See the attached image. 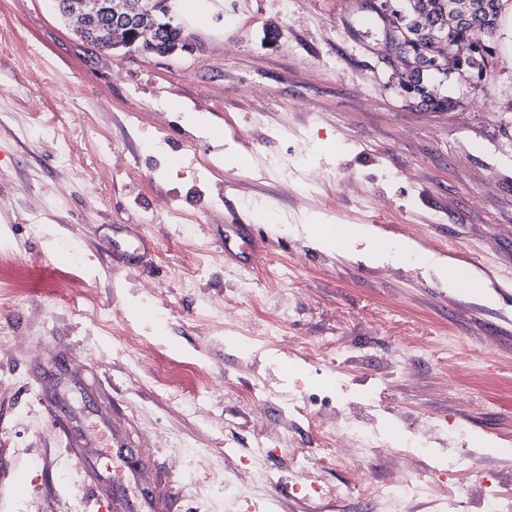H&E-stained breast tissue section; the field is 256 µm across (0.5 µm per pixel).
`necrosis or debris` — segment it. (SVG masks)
<instances>
[{"mask_svg":"<svg viewBox=\"0 0 512 512\" xmlns=\"http://www.w3.org/2000/svg\"><path fill=\"white\" fill-rule=\"evenodd\" d=\"M260 171L266 175L292 174L299 177L305 190L319 182V169L308 159L306 141H298L289 156L261 154L257 157ZM72 311L91 317L109 335L129 346L140 345L119 311L102 308L90 290L74 288L72 283L61 285ZM261 315L264 330L259 337L242 336L238 342L251 349L255 341L279 348L284 342L283 321L279 313L270 311L264 297L249 296L247 303L227 306L225 319L229 322L250 320ZM312 401H341L340 387L335 383L321 385L311 393ZM332 423L316 415H308L309 425L317 429L315 447H297L290 456L296 470L313 490H320L321 472L346 464L352 474L349 488L336 487L330 494L336 499L356 497L374 506L376 512H415L419 500L426 499L439 507L463 503L472 504L480 512H512V483L492 485L481 478L475 461L468 457H453L448 461L447 474H440L428 464L430 445L434 440L435 424L414 420L407 434L390 435L373 417L374 399L358 398L341 401ZM388 456L391 464L401 470V477L387 481L369 478L367 470L372 458Z\"/></svg>","mask_w":512,"mask_h":512,"instance_id":"necrosis-or-debris-1","label":"necrosis or debris"}]
</instances>
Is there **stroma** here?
Listing matches in <instances>:
<instances>
[{
	"label": "stroma",
	"instance_id": "stroma-1",
	"mask_svg": "<svg viewBox=\"0 0 512 512\" xmlns=\"http://www.w3.org/2000/svg\"><path fill=\"white\" fill-rule=\"evenodd\" d=\"M201 4L168 0L194 50L160 58L83 43L50 0H0L11 39L0 51V247L15 254L0 268L13 296L0 303V327L21 338L0 352V512H99L114 496H136L108 449L72 452L79 429L110 418L127 447L169 474L167 512H367L353 498L306 494L288 458L289 444L317 438L302 415L275 404L256 414L238 397L258 377L303 391L331 377L300 354L321 338L363 353L350 371L373 385L399 337L466 343L481 356L477 374L452 381L446 360L412 353L405 373L381 381L382 402L407 422L465 426L453 445L437 430L432 467L473 451L481 472L511 481L512 0L480 83L438 85L457 100L444 112L404 101L368 0ZM59 112L63 131L51 122ZM286 132L315 149L323 176L313 192L254 171L251 152L285 151ZM116 153L133 174L113 177ZM369 196L387 209H362ZM163 197L177 216L142 223ZM271 206L294 217L290 236L270 224ZM323 222L368 224L389 241L402 223L420 225L412 242L427 261L388 272L386 262L317 245L306 227ZM228 224L264 234L247 269L224 260L243 249L225 238ZM113 234L149 242L142 266L106 256L102 238ZM188 241L214 259L190 289L174 271ZM283 261L296 262L295 284L267 293L262 269ZM442 264L478 274L480 288H449L433 271ZM73 274L100 305L124 310L141 347L70 310L58 285ZM248 287L284 312L295 352L246 350L200 328V313H221ZM155 350L205 365L215 387L231 382L235 394L196 413L192 384L159 378ZM267 426L281 442L272 479L246 494L242 458Z\"/></svg>",
	"mask_w": 512,
	"mask_h": 512
}]
</instances>
